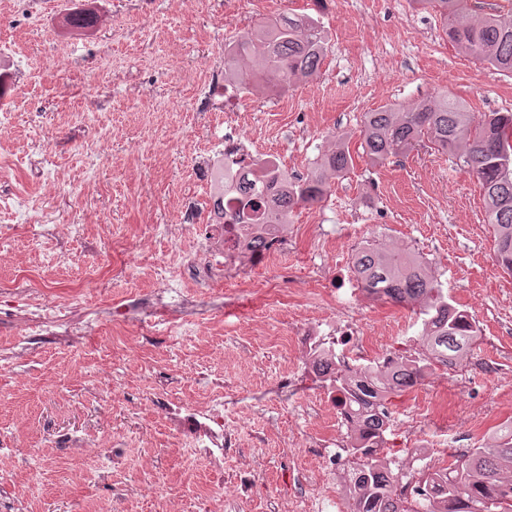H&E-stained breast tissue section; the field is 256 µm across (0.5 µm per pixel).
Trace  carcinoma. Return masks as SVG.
<instances>
[{
    "mask_svg": "<svg viewBox=\"0 0 512 512\" xmlns=\"http://www.w3.org/2000/svg\"><path fill=\"white\" fill-rule=\"evenodd\" d=\"M439 16L450 42L476 61L512 76V12H477L469 0H416ZM327 52L319 22L309 15H281L237 33L224 46V81L238 86L272 83L282 88L317 76ZM360 136L369 161L382 164L393 154L408 152L428 140L463 160L480 183L485 217L491 225L497 260L512 273V112L475 114L448 96L423 99L406 108L388 106L364 114ZM353 167L342 139L325 153L313 171L295 180L288 170L275 167L261 185L247 171L224 165L215 179L214 213L224 219V196L246 198L256 216V227L246 249L265 246L261 225L293 224L295 209L322 201L330 185ZM353 272L368 294L409 304L421 320V353L399 357L384 365L338 371L328 377L331 391L348 406L352 424L363 440L378 439L386 422L372 413V402L421 381L422 367L440 364L452 368L470 353L473 329L466 311L444 291L421 256L384 240L370 239L352 258ZM366 461L352 474L360 487L345 489L351 512H433L415 510L405 502L383 497L392 477L389 466L371 458V449L351 446ZM512 425L496 430L481 447L438 471L452 512H512Z\"/></svg>",
    "mask_w": 512,
    "mask_h": 512,
    "instance_id": "carcinoma-1",
    "label": "carcinoma"
}]
</instances>
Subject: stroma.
<instances>
[{"label":"stroma","mask_w":512,"mask_h":512,"mask_svg":"<svg viewBox=\"0 0 512 512\" xmlns=\"http://www.w3.org/2000/svg\"><path fill=\"white\" fill-rule=\"evenodd\" d=\"M93 23L71 52L55 47L59 18L72 0H12L0 12V45L16 98L14 134L0 137L5 177L0 196L50 197V214L0 208V308L26 276L56 300L80 289L99 315L95 328L64 346L26 337L23 357L0 360V512H307L302 473L312 460L293 457L289 442L333 433L327 390L297 404L268 400L242 429L224 463L232 485L240 463L259 457L255 491L240 508L209 498L212 474L185 465L152 387L170 382L192 401L222 391H264L290 366L293 327L335 313L315 286L350 270L354 248L379 236L409 247L475 322L464 368L482 365L474 390L442 370L390 407L404 413L434 404L432 434L456 429L479 403L459 447L481 446L492 428L512 420V275L495 261L482 190L462 160L423 143L372 165L359 130L364 113L408 106L443 94L475 112H512V78L458 52L433 12L413 0H89ZM317 19L329 39L319 76L290 88L239 91L254 148L278 155L289 176L306 177L344 137L353 167L320 204L299 209L294 241L277 278L240 276L237 287L202 288L182 279L199 312L179 335L163 322L147 331L138 315L113 325L112 302L148 299L149 280L199 257L176 227L213 222L208 174L224 154V115L202 109L193 79L224 63L235 33L285 12ZM96 141L98 151L84 149ZM351 231V248L330 239ZM360 317L373 336L404 329L407 352L420 350V324L406 305L361 294ZM112 438V455L96 456L71 439Z\"/></svg>","instance_id":"1"}]
</instances>
